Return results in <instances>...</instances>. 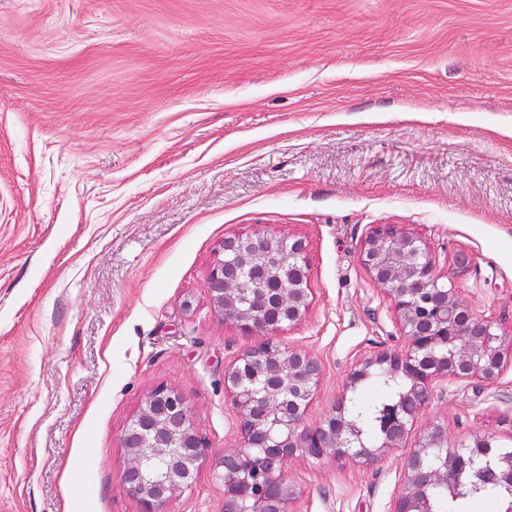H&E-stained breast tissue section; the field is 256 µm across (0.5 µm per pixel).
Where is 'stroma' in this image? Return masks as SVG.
<instances>
[{
	"label": "stroma",
	"mask_w": 512,
	"mask_h": 512,
	"mask_svg": "<svg viewBox=\"0 0 512 512\" xmlns=\"http://www.w3.org/2000/svg\"><path fill=\"white\" fill-rule=\"evenodd\" d=\"M379 224L512 335V0H0V512H141L122 433L160 385L209 448L164 510L222 512L258 338L211 307L217 248L306 241L279 338L321 364L314 426L405 345L359 258ZM433 422L512 449V366L438 383ZM408 453L292 460L295 512H391Z\"/></svg>",
	"instance_id": "35a3bbf8"
}]
</instances>
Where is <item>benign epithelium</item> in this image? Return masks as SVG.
Returning a JSON list of instances; mask_svg holds the SVG:
<instances>
[{"mask_svg":"<svg viewBox=\"0 0 512 512\" xmlns=\"http://www.w3.org/2000/svg\"><path fill=\"white\" fill-rule=\"evenodd\" d=\"M361 263L390 298L405 340L404 349L366 357L346 377L348 388L378 373L406 380L400 399L381 413L376 445L363 442L344 395L319 425L305 423L321 378L320 362L276 339L310 306L305 241L238 234L219 246L206 283L211 306L242 332L263 336L224 371V388L240 419V443L224 449L219 462L224 512H292L297 491L288 482V462L330 457L373 463L406 442L438 382H493L512 361V345L504 347L496 324L479 318L451 282L442 280L420 237L379 224L364 242ZM122 447L127 464L121 480L142 512H163L169 500L191 486L208 457L182 395L165 385L142 401L123 431ZM475 469L493 472L512 495L511 452L493 450L489 436L450 451L444 428L430 424L405 459L404 485L391 512H426L431 488L445 485L454 491Z\"/></svg>","mask_w":512,"mask_h":512,"instance_id":"1","label":"benign epithelium"}]
</instances>
